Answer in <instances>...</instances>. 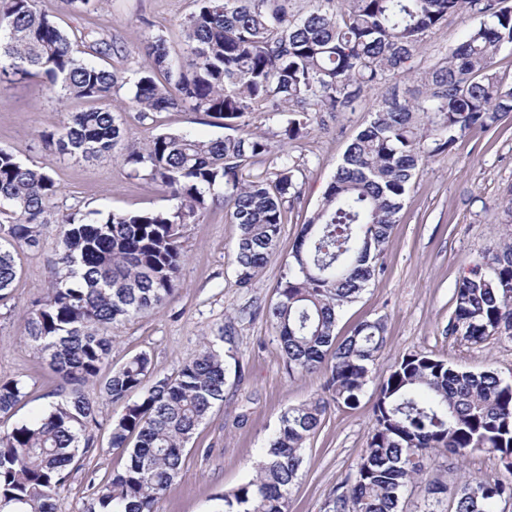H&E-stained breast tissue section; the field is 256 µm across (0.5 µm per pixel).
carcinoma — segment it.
<instances>
[{"mask_svg":"<svg viewBox=\"0 0 512 512\" xmlns=\"http://www.w3.org/2000/svg\"><path fill=\"white\" fill-rule=\"evenodd\" d=\"M194 0L182 23L183 49L151 32L133 76L92 60L109 54L105 34L65 31L38 0H0V82L42 77L66 99L98 106L68 112L40 138L63 157L114 156L125 128L114 110L119 92L142 121L187 109L224 120L239 134L199 140L164 132L118 156L176 204L140 212L83 213L58 205L61 187L44 168L0 148V300L12 287L20 255L39 250L43 229L58 225L46 297L24 323L28 343L46 356L61 381L60 400L30 423L0 430V512H55L70 473L94 446L98 416L123 404L110 424L109 449L126 456L121 471L94 491L87 512H156L180 473L183 455L212 408L224 402L226 370L211 340L173 376L150 380L145 353L112 370L96 399L82 386L112 352V328L158 310L180 287L185 225L212 206L224 187V209L239 226L237 281L251 284L274 255L288 197L300 194L288 155L272 171L245 180L252 160L272 153L270 136L243 118L259 107L296 118L279 135L296 139L323 112H344L379 86L387 94L348 145L321 203L304 225L269 310L289 367L317 370L333 351L326 390L352 406L385 342L381 319L363 321L336 342V322L381 271L378 260L416 170L474 130L512 113V84L494 70L512 46V7L504 0ZM478 13L442 62L415 79L414 94L394 82L415 72L424 38L448 16ZM448 334L479 343L512 337V237L456 283ZM25 397V384L0 379V420ZM326 401L288 408L256 462L254 473L216 497L222 512H288L303 445L319 430ZM497 457L506 476L429 488L448 512H499L512 501V384L492 370L474 372L439 356L409 353L381 377L367 445L354 477L336 488L326 512H402L405 488L422 479L436 457L474 453Z\"/></svg>","mask_w":512,"mask_h":512,"instance_id":"1","label":"carcinoma"}]
</instances>
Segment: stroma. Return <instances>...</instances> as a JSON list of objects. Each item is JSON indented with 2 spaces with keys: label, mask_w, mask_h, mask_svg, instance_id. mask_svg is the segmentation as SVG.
Returning <instances> with one entry per match:
<instances>
[{
  "label": "stroma",
  "mask_w": 512,
  "mask_h": 512,
  "mask_svg": "<svg viewBox=\"0 0 512 512\" xmlns=\"http://www.w3.org/2000/svg\"><path fill=\"white\" fill-rule=\"evenodd\" d=\"M39 5L64 29L86 27L111 34L117 51L106 63L128 73L137 67V49L148 31H163L172 46H179L181 24L191 10L190 0H106L92 15L67 11L62 0H40ZM481 21L476 13L463 19L449 17L426 37L416 67L426 69L442 61L463 29ZM380 98V92H371L353 109L323 114L299 138L277 143V150L288 153L298 166L302 191L285 202L277 251L249 287L237 282L234 251L239 228L226 217L224 191L218 188L216 204L185 228L187 257L174 299L113 330L112 365L121 366L144 352L157 377L173 375L193 358L203 337H224V402L200 425L158 512H213L216 494L234 489L250 476L258 451L281 414L325 396L326 370L290 371L268 309L304 224ZM88 107L85 101L58 99L38 77L1 84L0 147L49 171L61 187L64 206L104 212L168 207L166 193L149 180L129 176L120 164L63 158L40 140V132L52 129L62 113ZM121 118L129 143L143 144L165 131L202 140L231 134L223 120L189 110L158 114L152 123L140 121L128 106ZM511 202L512 115L496 128L459 138L448 153L429 159L417 171L380 257L382 271L344 308L336 325L337 339L350 336L363 321L380 318L386 339L377 374H384L404 354L430 352L473 371L495 370L512 382V339L495 336L472 344L446 332L459 278L512 235V227L505 223V208ZM56 230V225H47L42 249L22 255L13 287L0 300V378L26 384V396L14 415L0 423L5 430L47 412L58 399L59 381L47 359L25 345L21 336L32 301L47 293ZM375 388V383H368L354 407L328 406L320 429L302 450L300 477L289 496L290 512H323L328 496L354 473L366 449ZM121 411L118 405L103 408L96 445L71 473L56 512H86L93 491L122 468V454L104 451L108 425Z\"/></svg>",
  "instance_id": "35a3bbf8"
}]
</instances>
